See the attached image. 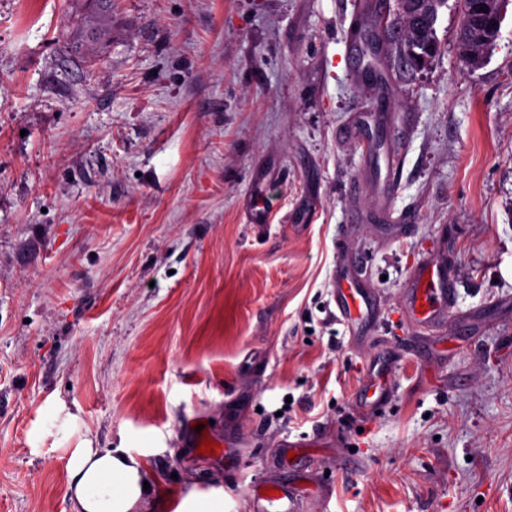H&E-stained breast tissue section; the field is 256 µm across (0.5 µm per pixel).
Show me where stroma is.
<instances>
[{
  "instance_id": "35a3bbf8",
  "label": "stroma",
  "mask_w": 512,
  "mask_h": 512,
  "mask_svg": "<svg viewBox=\"0 0 512 512\" xmlns=\"http://www.w3.org/2000/svg\"><path fill=\"white\" fill-rule=\"evenodd\" d=\"M360 2L114 0L84 52L91 0H0V512H70L69 449L31 440L52 395L145 462L146 512L194 488L252 512L270 481L295 512H512V0L478 67L458 0L423 67L383 50L394 232L339 138L372 97L345 53ZM344 258L380 306L357 331ZM422 258L456 269L430 330L403 305ZM229 420L244 447L199 454ZM492 37V35L486 31L485 28L471 24L470 26H460L457 39L458 47L462 56L472 66H478L481 64L480 59L485 53V50L490 47L495 39L491 42H483L482 37ZM336 317L352 326L376 319V302L368 280L353 274L346 260H341L334 276Z\"/></svg>"
}]
</instances>
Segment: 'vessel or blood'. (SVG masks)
<instances>
[{
	"label": "vessel or blood",
	"mask_w": 512,
	"mask_h": 512,
	"mask_svg": "<svg viewBox=\"0 0 512 512\" xmlns=\"http://www.w3.org/2000/svg\"><path fill=\"white\" fill-rule=\"evenodd\" d=\"M353 53L361 55L364 63L356 77L371 85L376 94L370 110H358L344 135L358 142L362 149L365 169L384 163L386 176L379 183L382 212H389L390 201L398 176L404 168L401 154L381 155L379 141L386 135L393 122L396 102L386 90L385 70L378 53L372 51L363 40L350 37ZM336 288V317L356 326L375 320L376 302L368 280L353 274L347 261H340L334 281ZM456 297V274L453 265L446 261H427L417 264L409 273L404 296L409 315L420 325H433L448 317ZM275 495L252 496L254 512H295L296 493L282 483H275Z\"/></svg>",
	"instance_id": "b4317fda"
}]
</instances>
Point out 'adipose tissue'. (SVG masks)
I'll return each mask as SVG.
<instances>
[{"mask_svg": "<svg viewBox=\"0 0 512 512\" xmlns=\"http://www.w3.org/2000/svg\"><path fill=\"white\" fill-rule=\"evenodd\" d=\"M81 418L64 401L45 402L34 444L70 451L65 494L71 512H132L147 496L143 463L125 447L101 448L77 434Z\"/></svg>", "mask_w": 512, "mask_h": 512, "instance_id": "1", "label": "adipose tissue"}]
</instances>
